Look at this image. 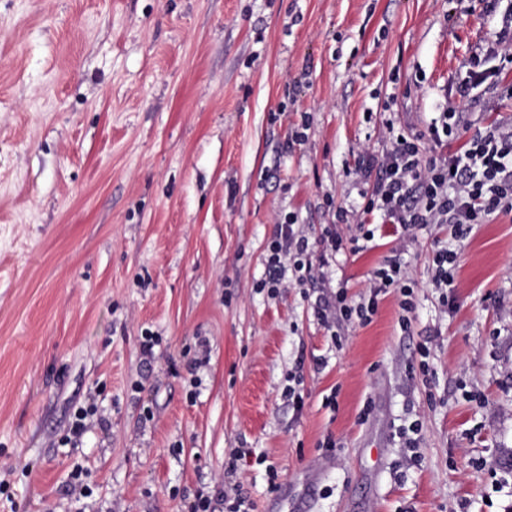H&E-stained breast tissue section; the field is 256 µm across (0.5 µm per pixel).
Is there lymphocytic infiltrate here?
I'll return each instance as SVG.
<instances>
[{
    "mask_svg": "<svg viewBox=\"0 0 512 512\" xmlns=\"http://www.w3.org/2000/svg\"><path fill=\"white\" fill-rule=\"evenodd\" d=\"M503 56H512V32L505 29L491 46L472 57L469 78L460 89L462 97H469L492 78L494 61ZM462 128L459 111L448 105L423 135L405 136L394 123L386 124V149L368 160L377 175L371 189L362 194L361 208L351 210L340 205L332 213L334 223L357 225L360 235L347 241L333 235L327 246L337 253L346 245L373 241L374 228L381 222L399 225L406 240L394 247L392 259L373 270L367 300L351 304L342 292L318 296L313 310L321 323L340 327L355 320L369 322L379 296L391 291L402 295L404 311H412L413 290L401 269V256L417 230L449 224L462 238L473 225L488 223L490 217L512 215V125L486 128L470 137L463 151L447 152L448 142L458 139ZM295 223V217L285 218L267 248V287L282 288L289 275L297 281L319 275L307 241L294 231Z\"/></svg>",
    "mask_w": 512,
    "mask_h": 512,
    "instance_id": "obj_1",
    "label": "lymphocytic infiltrate"
}]
</instances>
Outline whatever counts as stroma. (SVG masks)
Returning <instances> with one entry per match:
<instances>
[{"label": "stroma", "instance_id": "1", "mask_svg": "<svg viewBox=\"0 0 512 512\" xmlns=\"http://www.w3.org/2000/svg\"><path fill=\"white\" fill-rule=\"evenodd\" d=\"M504 10L0 0V512H188L201 495L224 512L231 488L254 512H512V220L461 242L419 230L410 313L393 292L333 334L313 312L322 291L360 302L389 253L390 224L357 253L324 244L356 235L329 206L361 204L353 171L386 121L419 134L446 103L472 131L512 121V59L458 94ZM291 213L322 277L271 294L266 247ZM437 244L457 254L446 296ZM448 248L439 247L437 245L429 255V261L432 266L433 278L432 283L434 288H455L454 278L451 271L448 269V264L455 261V255Z\"/></svg>", "mask_w": 512, "mask_h": 512}]
</instances>
